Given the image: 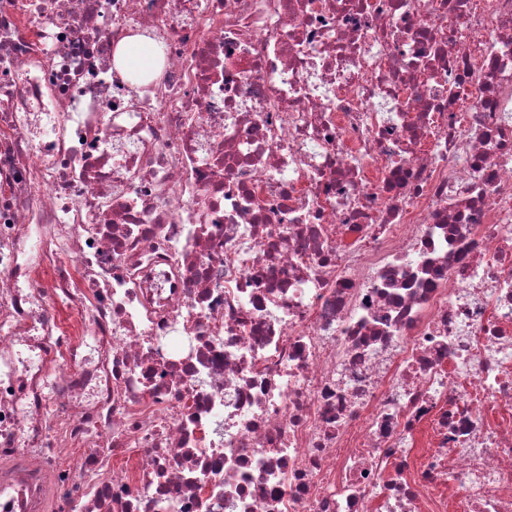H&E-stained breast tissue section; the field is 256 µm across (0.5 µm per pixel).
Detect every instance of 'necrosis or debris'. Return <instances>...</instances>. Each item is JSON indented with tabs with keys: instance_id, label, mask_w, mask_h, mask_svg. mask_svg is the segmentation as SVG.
<instances>
[{
	"instance_id": "necrosis-or-debris-1",
	"label": "necrosis or debris",
	"mask_w": 512,
	"mask_h": 512,
	"mask_svg": "<svg viewBox=\"0 0 512 512\" xmlns=\"http://www.w3.org/2000/svg\"><path fill=\"white\" fill-rule=\"evenodd\" d=\"M0 512H512V0H0ZM142 44L135 39L123 44L120 50V59L125 69L133 65L145 66L148 64V56Z\"/></svg>"
}]
</instances>
